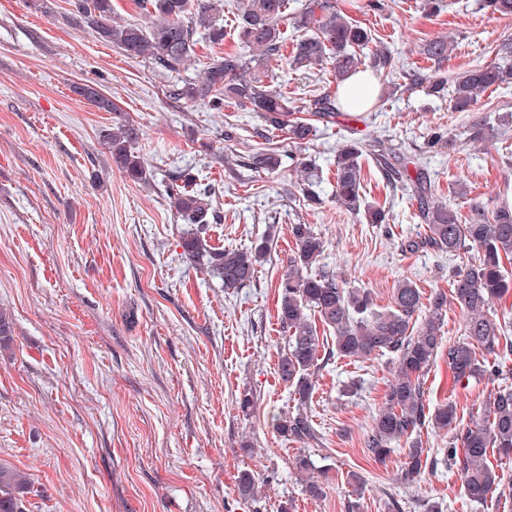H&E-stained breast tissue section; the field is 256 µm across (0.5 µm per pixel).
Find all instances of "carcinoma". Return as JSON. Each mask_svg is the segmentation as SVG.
<instances>
[{"label": "carcinoma", "mask_w": 512, "mask_h": 512, "mask_svg": "<svg viewBox=\"0 0 512 512\" xmlns=\"http://www.w3.org/2000/svg\"><path fill=\"white\" fill-rule=\"evenodd\" d=\"M478 6L503 16L512 15V0H477ZM145 11L143 21L121 19L113 0H70L72 11L99 37L135 60H145L161 71L173 74L189 68L197 58L196 48L205 41L224 44V0H134ZM234 34L241 49L226 51L205 63L194 80H176L168 87L169 97L184 100L209 111L220 112L224 101L254 112L267 131H286L296 148L314 137L316 124L336 123L340 109L336 97L326 94L312 100L310 117L296 116L288 98L269 80V63L279 58L287 46L288 28L299 32L287 63L293 70L332 66L340 84L349 75L368 69L376 76L392 67V55L377 49L362 54L373 36L371 30L348 20L333 0H307L301 11L288 16V0H232ZM498 61L476 65L448 79L439 72L408 73L410 86L427 94L451 95L456 112H471L479 94L489 89L512 87V35L496 45ZM426 58L440 65L448 60V40L436 36L422 48ZM79 100L114 114L112 129L103 141L112 163L134 183L148 184L144 158L137 146L138 130L122 115L119 107L98 90V83L87 80L72 86ZM494 127L482 116L473 117L467 127L471 140L489 136ZM370 155L393 188H402L416 204L414 218L425 225V237L410 240L411 250L427 244L448 255H476L454 276V299L466 312L463 338L445 342L442 327L448 294L436 291L424 298L413 281H398L391 305L375 306L370 293L351 288L335 272L319 268L324 241L307 224L290 225L296 251L288 259L278 280L277 317L285 334V347L277 362V374L292 391L294 409L271 417V427L281 436L306 443L318 438L307 405L316 388L321 369L319 336L312 316L334 334L336 357L359 359L389 355L395 361L394 379L384 402L373 419L365 444L369 455L385 460L399 442H404L402 478L413 482L432 464L430 449L423 446L421 429L431 424L450 432L448 461L458 471L467 498L486 501L499 486L500 478L488 460V450L512 455V377L500 371L512 358V317L490 312V304L502 298L509 288L505 264L512 261V207L501 204L490 209L480 201L469 203L467 217L459 208L434 198L432 182L425 169L409 168L405 155L379 142L366 144L343 136L336 148V181L332 196L347 213L367 224L389 222L390 207L370 201L362 187V163ZM303 183L297 188L307 200L317 199L318 168L311 161L300 162ZM243 166L254 172L274 173L282 166L277 148L253 149ZM169 206L175 216L191 225L182 237L184 257L209 276L221 281L226 292H236L253 279L257 266L270 256L273 239L269 233L248 248H212L202 237L205 226L221 219L211 208L212 191L196 182L190 173L177 172L165 185ZM446 354L454 380L461 382L483 376L503 380L489 409L470 417L469 424L457 426V405L450 400L432 411L423 401V383L429 366ZM295 468L304 476L305 491L318 499L323 482L312 477V463L304 455L296 458ZM259 479L251 471L238 477L237 493L243 500L258 496ZM30 476L0 463V512H28L25 495L30 493Z\"/></svg>", "instance_id": "cac0c4a2"}]
</instances>
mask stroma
Here are the masks:
<instances>
[{
	"label": "stroma",
	"mask_w": 512,
	"mask_h": 512,
	"mask_svg": "<svg viewBox=\"0 0 512 512\" xmlns=\"http://www.w3.org/2000/svg\"><path fill=\"white\" fill-rule=\"evenodd\" d=\"M337 0L349 18L371 29L391 51L386 93L373 109L340 113L318 131L307 154L321 182L318 200L291 197L300 174L291 160L278 173L215 162L245 155L261 126L252 112L229 105L210 112L170 99L169 77L127 58L88 26L67 20L69 0H0V307L12 315L10 342L0 345V462L30 474L29 512H512V457L499 460L501 484L483 503L464 495L457 470L441 455L446 432L424 427L420 438L438 462L416 483L402 480V450L382 463L365 455V440L396 370L388 356L360 361L332 355V335L319 350L325 363L307 406L318 440H288L270 428L273 413L292 409L277 375L284 333L277 319V280L296 244L293 224L321 236L320 264L348 285L389 305L398 281L424 294L449 291L462 260L431 247L402 250L418 239L409 196L391 192L373 162L364 166L369 200L389 201L393 220L367 224L332 197L336 146L353 133L401 147L428 171L436 199L455 207L454 191L486 205H512V89L481 94L473 112L410 87L406 74H429L426 40L453 44L442 69L456 73L495 59L512 33V16L479 9L477 0L427 12L425 0ZM276 86L304 109L337 86L325 69L292 71L269 64ZM100 83L103 93L140 128L138 148L150 185L126 179L102 137L112 115L79 101L73 84ZM506 118L504 134L472 141V115ZM240 129L234 145L220 137ZM438 128L454 139L432 148ZM183 170L215 190L221 223L208 225L210 246H250L274 235L271 255L250 284L225 293L219 280L183 255L186 227L171 212L163 185ZM501 385L484 376L456 384L445 357L424 378V403L458 406L461 421L487 405ZM255 405L242 412L239 400ZM305 455L327 475L325 495L310 499L295 459ZM262 477L261 493L241 501V471ZM361 485L349 482L351 473Z\"/></svg>",
	"instance_id": "obj_1"
}]
</instances>
